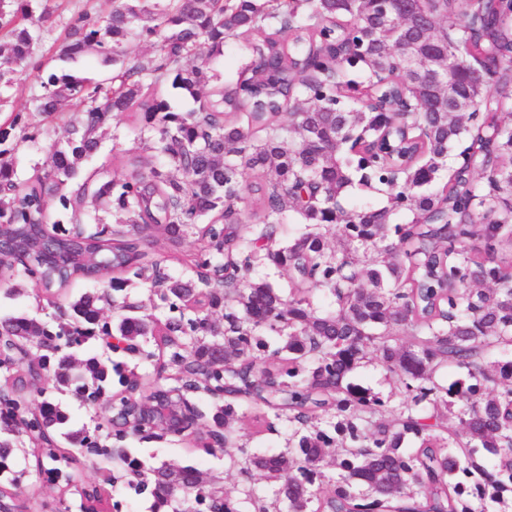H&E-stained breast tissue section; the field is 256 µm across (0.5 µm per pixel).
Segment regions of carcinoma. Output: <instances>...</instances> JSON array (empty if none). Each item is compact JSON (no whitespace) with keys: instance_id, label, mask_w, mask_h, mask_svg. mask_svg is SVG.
<instances>
[{"instance_id":"cac0c4a2","label":"carcinoma","mask_w":512,"mask_h":512,"mask_svg":"<svg viewBox=\"0 0 512 512\" xmlns=\"http://www.w3.org/2000/svg\"><path fill=\"white\" fill-rule=\"evenodd\" d=\"M31 2L0 0V85H12L15 65L32 55ZM453 9L451 0H424L406 20L398 0H112L65 26L53 61L94 51L112 76L52 73L42 82L35 110L57 123L59 139L25 178L3 144L13 130L28 137V125L17 114L0 127V267L22 264L47 292L110 274L112 292L79 295L52 326L26 315L0 321L14 343L53 348L41 369L19 373L43 397L16 424L33 445L69 422L46 397L49 381L95 398L117 375L116 413L142 430L140 382L94 356L75 363L59 340L115 334L135 346L189 336L169 343L174 388L224 399L214 423L229 424L240 400L288 417L290 451L253 454L242 468L276 482L288 512H512V358L495 357L512 347V222H502L512 208V113L489 127L457 108L491 94L487 75L508 80L512 3L458 13L463 52L441 43ZM422 37L440 43L439 60L410 62ZM132 38L154 41L153 55L128 60ZM235 39L246 42L248 62L226 86L210 74V57ZM349 43L364 74L355 87L345 79L350 64L337 62ZM168 85L197 109L172 110ZM75 100L80 121L68 117ZM114 119L148 135L150 153L128 174L114 154L112 174L78 179ZM464 139L488 157L482 180L471 173L437 187ZM249 172L261 180L245 183ZM355 187L388 205L345 207ZM245 192L257 217L246 233ZM54 198L65 220L49 234ZM293 217L308 230L284 244L280 230ZM329 226L341 247L328 246L320 228ZM155 228L175 245L197 237L215 259L186 261L180 278L143 263L141 242ZM371 250L378 256L359 262ZM269 264L288 271V292L249 279ZM129 273L161 290L172 312L164 322L134 313L101 321L99 302L116 300ZM203 288L206 309L224 308L222 329L208 313H184ZM267 331L284 340L260 369L255 351ZM370 347L407 393L387 416L377 415L378 396L349 381ZM450 367L457 377L445 385L439 375ZM67 436L126 463L135 488L152 486L158 510L173 501L166 489L188 485L210 512H243L229 496L211 498L195 467L144 471L122 448ZM332 447L336 477L315 489ZM11 453L0 439V488L21 479Z\"/></svg>"}]
</instances>
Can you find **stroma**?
Segmentation results:
<instances>
[{"label":"stroma","instance_id":"35a3bbf8","mask_svg":"<svg viewBox=\"0 0 512 512\" xmlns=\"http://www.w3.org/2000/svg\"><path fill=\"white\" fill-rule=\"evenodd\" d=\"M60 7L46 21L40 22L41 40L35 46L33 54L21 74L12 86L0 89V113L19 114L28 124L32 139L23 140L11 137L8 145L12 150L14 168L18 177H26L34 164L43 163L48 157L51 144L57 134L48 120L35 110V99L42 92L40 75L48 74L52 67L50 48L68 21L81 11L91 9L95 0H58ZM148 143L137 131L126 124L110 126L98 153L84 164V171L111 161L113 154L121 153L136 156L145 152ZM146 261H159L165 265L170 276L179 277L185 271L178 261V254H197L202 245L196 238H189L181 247H174L162 233H154L141 244ZM108 277L92 280L80 279L67 290L49 297L43 294L35 281L24 273L21 265L0 272V320L23 313L39 322L55 323L61 309L67 308L75 296L86 291L108 287ZM138 353L108 349L100 338L94 337L73 346L76 357L89 354L100 359L124 363L127 370L133 371L139 378L164 384L165 375L160 366L166 359V351L154 340L140 341ZM353 383L371 388L385 401L387 407H394L405 399L403 389L386 374L375 356H368L366 362L351 375ZM53 397L70 414V427L87 432L93 440L107 448L127 449L144 467H157L161 464L171 466L192 465L203 474L207 486L218 494L242 497L245 489L255 488L267 501H274L275 486L260 475L244 479L240 473L241 463L247 454L253 452L279 453L288 449V422L285 418L275 417L273 412H260L259 408L238 406L237 418L232 424L237 448L233 454H225L220 448H206L200 443V436L206 435L212 426L215 411L213 400L204 396L192 397L191 402L201 412L194 431L180 436L163 434L157 431L127 434L116 437L108 426L109 413L101 405L82 402L67 392H54ZM264 415L265 425H258L256 415ZM15 447L13 465L22 470L25 477L17 488L19 502L27 504L38 499L44 512H79L78 496L64 492L62 484L52 480L49 474L39 471L36 455L24 432H16L11 437ZM60 453L71 456L74 462L70 468L76 481L83 483H103L102 471H110L111 484H103L105 490L104 512H151L153 499L150 493H135L130 486L132 475L123 469L111 457L88 453L86 448H74L67 442H59Z\"/></svg>","mask_w":512,"mask_h":512}]
</instances>
